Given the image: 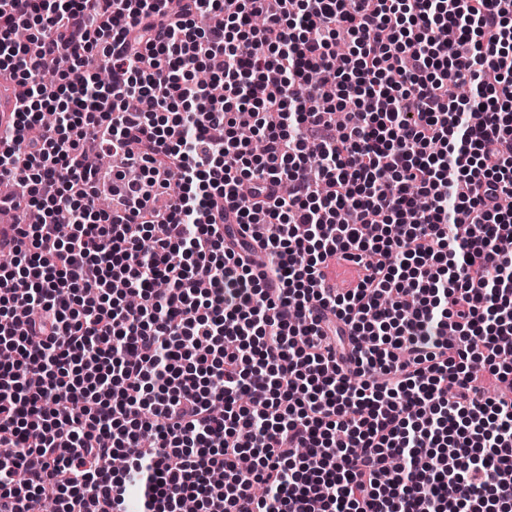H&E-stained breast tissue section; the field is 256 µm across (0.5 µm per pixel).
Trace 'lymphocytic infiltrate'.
I'll return each instance as SVG.
<instances>
[{"instance_id": "1", "label": "lymphocytic infiltrate", "mask_w": 512, "mask_h": 512, "mask_svg": "<svg viewBox=\"0 0 512 512\" xmlns=\"http://www.w3.org/2000/svg\"><path fill=\"white\" fill-rule=\"evenodd\" d=\"M280 2L0 0V512H512V0Z\"/></svg>"}]
</instances>
